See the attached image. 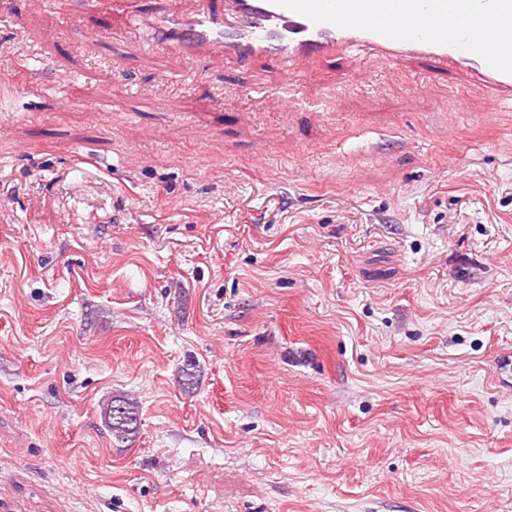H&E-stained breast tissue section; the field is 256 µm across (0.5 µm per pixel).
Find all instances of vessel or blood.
Returning a JSON list of instances; mask_svg holds the SVG:
<instances>
[{"mask_svg": "<svg viewBox=\"0 0 512 512\" xmlns=\"http://www.w3.org/2000/svg\"><path fill=\"white\" fill-rule=\"evenodd\" d=\"M153 45L246 63L273 59L291 96L302 69L340 52L367 62L411 56L466 72L512 104V0H187L153 14Z\"/></svg>", "mask_w": 512, "mask_h": 512, "instance_id": "vessel-or-blood-1", "label": "vessel or blood"}]
</instances>
